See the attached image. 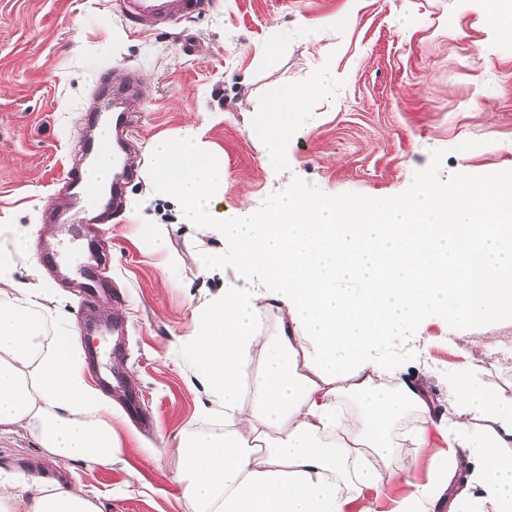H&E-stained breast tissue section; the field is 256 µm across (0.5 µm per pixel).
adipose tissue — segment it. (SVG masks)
Returning <instances> with one entry per match:
<instances>
[{"label": "adipose tissue", "instance_id": "obj_1", "mask_svg": "<svg viewBox=\"0 0 512 512\" xmlns=\"http://www.w3.org/2000/svg\"><path fill=\"white\" fill-rule=\"evenodd\" d=\"M315 86H282L260 117L271 165ZM148 175L177 221L218 225L242 274L261 290L225 286L192 313L189 356L224 407L223 433L176 444L188 512H373L366 491L408 480L406 449L428 446L437 413L425 389L371 356L387 336L439 315L459 324L512 319V177L427 178L388 203L301 190L270 210L216 212L224 165L195 126L155 140ZM24 235L0 251V428L27 427L52 461L111 464L120 451L112 406L84 374L80 343L44 336L47 288L16 282ZM286 310L274 332L267 316ZM450 380L444 408L456 436L435 448L434 478L413 484L398 512H435L455 471H468L483 512H512V401L480 387L473 367ZM423 426L393 437L407 412ZM484 426L471 440L476 421ZM0 512H102L59 482L0 467Z\"/></svg>", "mask_w": 512, "mask_h": 512}]
</instances>
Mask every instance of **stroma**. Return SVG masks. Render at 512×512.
<instances>
[{
    "instance_id": "obj_1",
    "label": "stroma",
    "mask_w": 512,
    "mask_h": 512,
    "mask_svg": "<svg viewBox=\"0 0 512 512\" xmlns=\"http://www.w3.org/2000/svg\"><path fill=\"white\" fill-rule=\"evenodd\" d=\"M277 42L275 59L264 52ZM332 76L301 113L288 163L274 168L256 121L282 85ZM136 80L125 104L134 117L130 156L138 169L125 197L147 193L150 144L198 128L224 163L221 209L273 208L289 190L308 198L387 201L411 192L417 175L448 188L463 176L512 175V38L487 22L484 0H211L200 15L149 34H131L113 0H0V248L25 233L29 256L15 277L55 289L65 316L45 315L51 336H76L87 307L122 318L120 354L88 369L120 372L141 429L108 394L119 438L109 467L52 462L29 430L0 434V466L69 484L97 498L103 512H186L175 437L223 425L196 381L186 350L194 307L244 280L214 226L176 223L153 201L91 225L112 268L94 302L77 279L49 273L40 247L59 236L50 221L88 134L85 116L104 84ZM165 240L154 249L143 225ZM224 269L204 275L207 251ZM480 353L476 380L512 398V321L453 327L424 319L387 337L381 359L420 380L434 405L445 404L448 378Z\"/></svg>"
}]
</instances>
